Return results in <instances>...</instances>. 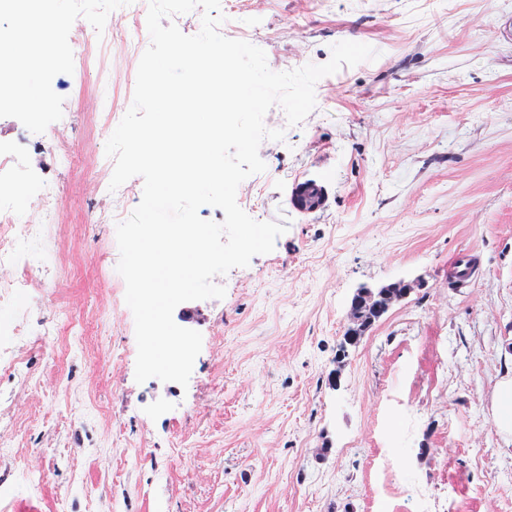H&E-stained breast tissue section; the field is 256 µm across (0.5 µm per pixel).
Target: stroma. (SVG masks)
I'll return each instance as SVG.
<instances>
[{"label":"stroma","instance_id":"1","mask_svg":"<svg viewBox=\"0 0 512 512\" xmlns=\"http://www.w3.org/2000/svg\"><path fill=\"white\" fill-rule=\"evenodd\" d=\"M220 33L256 18L276 72L323 64L341 41L378 57L315 86L288 125L273 106L264 172L238 205L288 220L271 253L216 276L224 298L175 322L202 335L187 386L135 380V322L116 270V225L143 180L108 196L90 146L97 80L31 75L27 112L68 144L59 164L0 122L14 177L65 202L20 252L37 266L26 336L0 369V512H372L384 472L443 512H512V439L492 396L512 368V0H221ZM142 51L112 56V105L133 101ZM324 185L302 213L291 188ZM470 258L467 281L453 278ZM417 281L357 347L343 349L356 289Z\"/></svg>","mask_w":512,"mask_h":512}]
</instances>
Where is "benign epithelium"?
Returning <instances> with one entry per match:
<instances>
[{
	"instance_id": "7a95c632",
	"label": "benign epithelium",
	"mask_w": 512,
	"mask_h": 512,
	"mask_svg": "<svg viewBox=\"0 0 512 512\" xmlns=\"http://www.w3.org/2000/svg\"><path fill=\"white\" fill-rule=\"evenodd\" d=\"M324 189L314 181L296 185L291 191L292 205L302 212H312L324 202ZM412 284L401 280L389 284L362 287L351 300L349 323L344 338L346 344L356 345L361 337L396 303L410 294Z\"/></svg>"
}]
</instances>
